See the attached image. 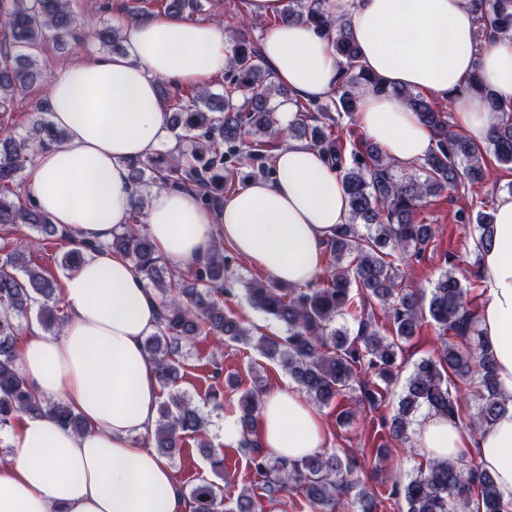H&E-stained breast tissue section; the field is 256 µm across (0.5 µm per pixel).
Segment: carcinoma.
Listing matches in <instances>:
<instances>
[{
  "label": "carcinoma",
  "mask_w": 512,
  "mask_h": 512,
  "mask_svg": "<svg viewBox=\"0 0 512 512\" xmlns=\"http://www.w3.org/2000/svg\"><path fill=\"white\" fill-rule=\"evenodd\" d=\"M322 2L288 0L277 21L302 20L332 38L341 79L334 108L296 103L299 118L294 131L295 137L307 140L336 168L349 217L327 242L330 263L321 282L303 288L262 280L249 283L251 307L279 323L285 334H259L224 312V298L234 293L235 256L221 239H215L207 254L185 271L166 265L140 221L147 193L138 194L132 223L113 232L107 248L129 260L159 302L158 322L144 340V348L165 387L173 388L182 379L178 357L183 346L209 337L250 343L263 357L279 361L320 405L354 393L349 406L337 414L344 424L363 409L375 411L381 406L401 371L400 342L429 320L439 329L442 347L436 356L414 366L395 414L382 426L404 444L418 410L457 417L461 404L472 399L477 406L469 415V425L478 431L505 411V405L497 397L494 355L477 328L466 289L454 271L446 270L427 297L413 286L406 271L435 237L433 226L418 219L425 200L482 182L487 153L512 165V105L486 95L495 122L487 145L472 142L451 129L449 113L411 90L387 86L367 71L347 26L335 20ZM477 10L481 40L512 37V0H478ZM202 11V0H170L167 7L168 16L179 20ZM0 17L10 33L9 45L0 49V107L5 109L43 77L35 52L47 35L58 41L73 37L74 18L69 0H0ZM268 75L259 43L240 26L224 71V93L202 84L178 99L170 115L171 129L181 131L178 148L130 164L132 180L138 182L146 174L149 188L194 190L203 205L215 210L242 166L256 164L260 176L270 175L267 164L281 129L270 106L280 89L268 81ZM362 84L377 93L402 97L428 127L434 145L420 165L421 174L396 175V164L369 140L350 149L344 144L339 128L344 118L357 112L356 89ZM35 109L40 117L26 136L0 133V231L14 236L10 249L0 246V428L11 425L22 412L37 410L82 433L81 417L65 404L37 399L16 363L20 320L33 307H38V320L47 331L62 332L67 319L60 308L57 278L30 265L18 237L21 227L31 226L45 239L60 243L65 248L60 267L67 273L80 266L86 253L100 248L70 238L34 203L21 202L14 190L35 150L61 144L66 138L63 130L42 117L43 107ZM459 221L477 224L475 252L492 246V216L468 210L460 213ZM371 299L383 310L391 336L381 334L375 313L367 307ZM345 313L355 330L336 326V317ZM264 393L263 379L257 376L240 398L237 424L243 436L240 447L247 451L249 468L262 483L268 501L299 489L310 512H336L343 502L352 512H378L382 499L378 490L349 479L357 469V458L348 449L322 450L290 461L264 454L249 440ZM159 415L154 431L159 453L169 457L192 437L199 447L208 449L211 468L224 481L222 487L208 481L193 485L188 497L191 512H265L248 488H236L224 466V453L212 448L207 438L208 420L192 399L171 393ZM386 492L397 506H405V512H509L493 477L472 461L427 460L407 479L392 480Z\"/></svg>",
  "instance_id": "carcinoma-1"
}]
</instances>
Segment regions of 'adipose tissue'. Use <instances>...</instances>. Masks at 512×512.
Returning a JSON list of instances; mask_svg holds the SVG:
<instances>
[{"label": "adipose tissue", "instance_id": "1", "mask_svg": "<svg viewBox=\"0 0 512 512\" xmlns=\"http://www.w3.org/2000/svg\"><path fill=\"white\" fill-rule=\"evenodd\" d=\"M350 20L365 67L384 83L452 99L468 138L487 143L493 114L487 95L512 104V38L477 45L474 0H331ZM123 50L95 54L56 70L47 93L63 144L38 149L25 184L51 223L73 239L102 243L62 284L67 320L61 334L30 325L18 362L33 394L68 404L85 421L77 434L37 411L21 414L0 456V512H190L167 461L140 438L155 424L159 385L144 350L157 300L129 262L106 249L129 223L136 200L131 162L168 141L169 114L158 82L195 84L222 75L229 40L216 25L155 16L121 25ZM262 50L279 83L296 98L322 100L335 90L331 41L302 21L269 29ZM357 121L400 166L422 162L429 129L400 98L358 91ZM268 179L249 178L218 210L192 192L154 191L145 222L157 250L181 266L204 255L214 236L271 280L309 284L348 206L339 175L308 143L286 140ZM494 241L480 252L487 288L479 329L495 356L506 410L480 431L432 412L413 424L417 452L431 460L475 457L512 504V195L495 204ZM257 441L274 457L298 460L323 448L322 415L300 387L263 396Z\"/></svg>", "mask_w": 512, "mask_h": 512}]
</instances>
